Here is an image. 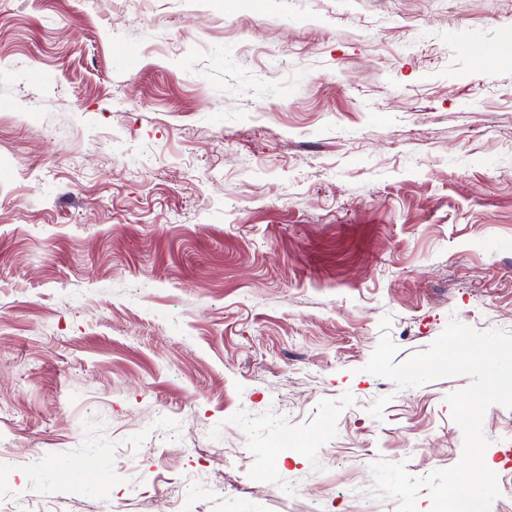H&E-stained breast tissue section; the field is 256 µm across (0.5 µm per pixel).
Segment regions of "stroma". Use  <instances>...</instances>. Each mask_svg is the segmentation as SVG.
<instances>
[{
    "mask_svg": "<svg viewBox=\"0 0 512 512\" xmlns=\"http://www.w3.org/2000/svg\"><path fill=\"white\" fill-rule=\"evenodd\" d=\"M510 27L512 0H0V507L397 512L372 463L454 467L469 378L364 367L386 316L399 363L452 318L512 333ZM483 431L512 512V409Z\"/></svg>",
    "mask_w": 512,
    "mask_h": 512,
    "instance_id": "obj_1",
    "label": "stroma"
}]
</instances>
